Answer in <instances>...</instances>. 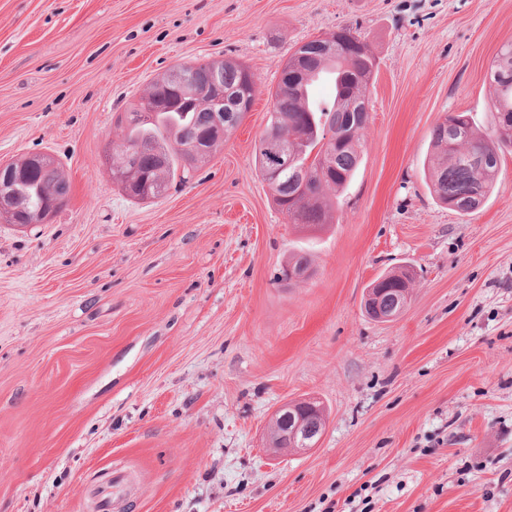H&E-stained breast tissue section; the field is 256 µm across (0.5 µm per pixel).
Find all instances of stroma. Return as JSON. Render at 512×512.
Instances as JSON below:
<instances>
[{"label":"stroma","instance_id":"obj_1","mask_svg":"<svg viewBox=\"0 0 512 512\" xmlns=\"http://www.w3.org/2000/svg\"><path fill=\"white\" fill-rule=\"evenodd\" d=\"M357 30L378 67L333 224H289L256 167L297 45ZM512 0H0V165L49 153L67 203L0 222V512H512V153L485 204L432 191L437 120L495 128ZM235 58L254 104L194 178L147 203L103 157L115 115L179 63ZM309 277L287 283L290 254ZM408 264L404 310L367 285ZM327 424L268 447L283 404ZM124 480L120 475H113L111 478L103 482L95 492L96 505L98 512H112L113 499L112 493L123 484Z\"/></svg>","mask_w":512,"mask_h":512}]
</instances>
